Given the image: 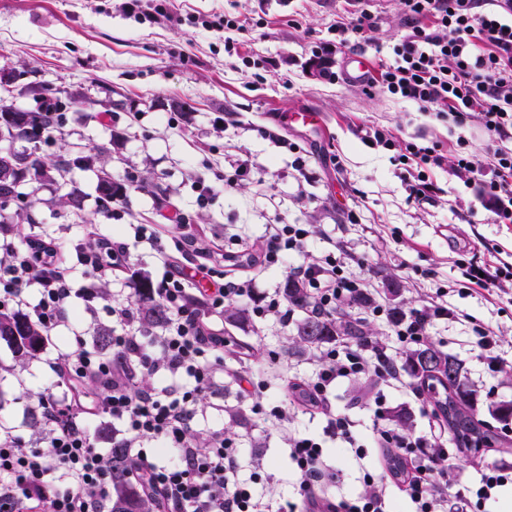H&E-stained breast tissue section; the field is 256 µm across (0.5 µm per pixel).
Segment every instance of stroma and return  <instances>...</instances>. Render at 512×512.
<instances>
[{
	"label": "stroma",
	"mask_w": 512,
	"mask_h": 512,
	"mask_svg": "<svg viewBox=\"0 0 512 512\" xmlns=\"http://www.w3.org/2000/svg\"><path fill=\"white\" fill-rule=\"evenodd\" d=\"M378 15L364 32V54L373 66L390 63L392 48L407 27L402 0H362ZM125 0H0V68L23 72L24 82H51L77 96L64 112L67 141L110 143L108 168L115 181L126 174L150 176L154 192L128 191L115 214L96 206L94 171L73 169L71 179L85 194L82 219L63 211L50 217L45 199L51 185H27L37 217L33 224H5L0 233L17 246L42 235L69 251L84 240L87 225L100 237L129 245L130 269L151 279L164 272L156 246L136 240L132 225L159 213L182 215L185 233L199 229L236 253L240 239L261 243L271 224L312 227L305 252L311 261L336 241L348 242L357 263L352 273L368 276L375 296L387 307L410 312L426 294L443 289L456 319L430 330L433 343L462 360L465 383L479 419L491 420L497 404L512 402V290L488 294L462 286L463 262L493 257L512 261V224H496L450 169L432 174L438 191L417 204L408 198V173L393 151L367 137L386 129L398 139L419 145L464 137L478 169H487L493 139L479 126H449L411 103L378 90H365L320 75L309 63L315 46L331 39L330 25L353 12L352 0H140L139 13L127 12ZM165 8L173 20L158 17ZM240 19L243 28L223 34L208 28L216 15ZM238 49L225 52V38ZM318 113L316 127L292 124V112ZM232 120H225V113ZM277 128L281 139L264 137ZM296 151H288V144ZM246 159L250 177L225 187L232 160ZM216 194L203 206L198 180ZM109 296L86 303L76 299L70 320L51 333L40 358L26 367L14 365L11 350L0 341V425L36 445L41 425L28 411L44 390L65 397L51 362L89 339L97 325H115L113 301L133 297L131 280L107 281ZM226 334L247 341L254 356L247 367L261 377L310 375L312 353L294 354L293 325L248 318L241 326L213 318ZM492 328L502 342L500 371H488L471 348V322ZM337 411L350 414L360 439H368L373 414L354 382L337 385ZM237 386L218 375L199 403L193 433L207 438L221 429L236 436L243 458L242 478H256V494L276 500L292 494L299 482L287 454L289 429L323 434L324 417L298 415L291 427L265 421L251 410ZM244 411L242 424L230 425L228 411ZM326 462L337 472L327 493L361 490L362 466L377 462L376 449L356 460L335 440H327Z\"/></svg>",
	"instance_id": "stroma-1"
}]
</instances>
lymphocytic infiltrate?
Here are the masks:
<instances>
[{
  "label": "lymphocytic infiltrate",
  "mask_w": 512,
  "mask_h": 512,
  "mask_svg": "<svg viewBox=\"0 0 512 512\" xmlns=\"http://www.w3.org/2000/svg\"><path fill=\"white\" fill-rule=\"evenodd\" d=\"M404 6L411 31L394 45L393 62L368 77V86L437 118H452L456 125L478 124L495 136L491 176L476 179L461 139L446 149L438 142H402L378 129L372 137L414 168L409 200L424 203L436 193L430 173L442 166L449 150L456 173L475 181L494 223L512 224V148L507 145L512 138V0H404ZM375 24V15L365 9L337 20L332 39L316 48V57L349 46L350 33H363ZM132 230L135 238L160 244L168 267L152 290L170 313L157 339L160 353H147L138 334V315L126 303L112 309L120 327L112 336L115 356L106 359L77 346L55 358L52 370L59 383L92 384L99 393L92 399L43 394L42 412L54 424L45 447L28 445L8 430L0 432V478L15 484L26 512H105L111 488L107 462L82 422L94 411L123 425V445L137 451L132 478L157 502V512H265L251 482L239 476L237 438L216 430L203 449L192 440L196 404L215 375L226 372L264 419L289 424L300 413L325 417L328 435L362 458L366 449L355 433L356 422L333 411V390L340 382L362 379L407 388L400 350L428 342L430 327L456 317L453 309L434 299L407 315L384 307L373 297L367 278L347 274L352 256L341 245L332 246L317 261L287 266L289 277L305 286V299L297 306L282 292L258 291L255 277L228 272L223 244L207 234L176 237L165 247L164 225L136 224ZM310 233L304 224L271 225L254 259L256 269L286 266L288 256L302 252ZM81 260L87 275L114 279L128 269L130 252L125 242L101 239ZM464 277L466 288L499 290L512 283V263L472 262ZM32 286L39 299L29 306L23 291ZM357 297L364 300L365 315L385 318L393 345L337 340L319 350L312 375L282 376L284 397L270 405L263 402L265 381L225 368V355L246 361L254 352L214 325L213 315L225 306L247 301L255 317L285 324L295 311L323 316ZM72 298L71 267L64 264L53 239H36L20 248L0 238V308H25L32 320L51 331L68 319ZM145 372L172 380V387H136V377ZM372 405V441L379 463L363 469L362 491L352 496L325 493L326 484L337 475L325 461L324 441L296 431L288 436V457L299 477L297 493L277 500L273 512H390L393 487L404 493L412 512H487L500 488L512 483V467L498 463L484 466L476 479L456 477V455L447 446L448 424L438 413L430 414L424 433L413 434L390 423L382 398H374ZM147 442L176 449V460L159 463L149 458L143 448Z\"/></svg>",
  "instance_id": "obj_1"
}]
</instances>
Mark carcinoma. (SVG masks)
<instances>
[{"label": "carcinoma", "mask_w": 512, "mask_h": 512, "mask_svg": "<svg viewBox=\"0 0 512 512\" xmlns=\"http://www.w3.org/2000/svg\"><path fill=\"white\" fill-rule=\"evenodd\" d=\"M29 92L41 95L48 106L27 112L22 122L12 125L14 132L0 139V224L26 222L28 202L25 194L19 191L20 182L26 179L31 183L52 180L53 161L36 153L17 152L7 156V151L17 139L44 145L56 142L50 135L63 126L62 118L47 116L49 112L64 111L61 89L42 83ZM107 156L108 149L102 146L93 148V152L84 157L86 167H96L98 187L102 191V196L97 198V207L103 214L112 213V203L126 198L128 189L143 191L149 185L147 176L128 185L112 180ZM83 199V191L73 185L45 200V206L53 212L62 209L73 212L81 209ZM152 288L153 282L147 275L138 277L134 282L140 328L146 336L156 335V331L164 328L169 320L167 310L153 299ZM341 335L363 343L372 337V332L366 324L347 320L343 310L338 309L332 315L308 316L298 321L292 344L296 349L306 350L334 342ZM112 336L113 330L108 326H100L95 331L92 347L103 357L112 355ZM1 340L12 349L16 360L23 362L46 348L49 332L19 309L4 310L0 311ZM405 363L413 376L426 381L423 393L448 419V430L455 447L494 448L504 442L490 425L474 421L470 393L465 389L464 366L457 357L427 344L407 350ZM95 438L110 439L109 426L103 424L98 427ZM106 460L112 473V512H150V501L129 475L133 464L132 449L114 439L107 450ZM0 512H21V501L11 485L0 484Z\"/></svg>", "instance_id": "cac0c4a2"}]
</instances>
